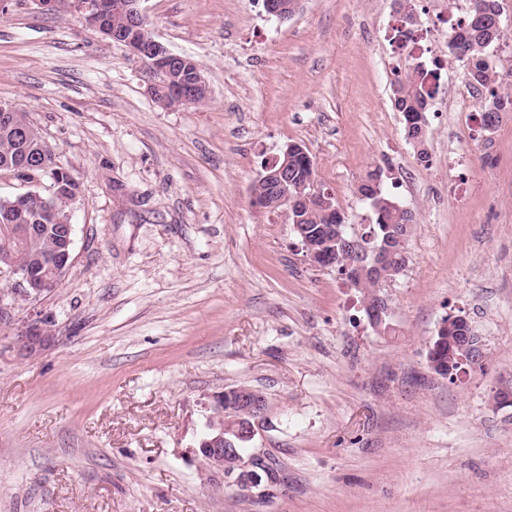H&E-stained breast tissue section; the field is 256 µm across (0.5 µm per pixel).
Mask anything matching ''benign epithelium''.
<instances>
[{"label":"benign epithelium","instance_id":"obj_1","mask_svg":"<svg viewBox=\"0 0 512 512\" xmlns=\"http://www.w3.org/2000/svg\"><path fill=\"white\" fill-rule=\"evenodd\" d=\"M142 0H73L69 7L80 14L87 24L96 28L114 42L122 43L141 61L146 62L160 75L161 80L152 88L155 101L167 110L177 109L192 103L195 89L206 87V82L198 63L187 56L170 52L156 41L150 30L144 26L146 19L140 3ZM301 0H266L265 11L280 20L294 16L300 9ZM126 15L122 27L112 25V11ZM288 162L275 158L263 167L256 183H268L282 190L280 198L272 203L260 201L252 195L253 203L260 209L280 211L287 215L292 230L300 231L295 200L286 191ZM53 188L37 186V189L24 193V206L34 213L52 211ZM59 258L48 265V273L42 278H34L29 270L21 267L14 259V252L6 249L0 253V279L8 278L5 289L0 291V313H6L8 297L36 299L57 287L72 263L74 244V224L72 212H67L59 220ZM382 248H374L370 267H361L359 274L371 273L379 284L393 280L392 272L382 269L378 262ZM52 340L48 329L28 325L18 337L14 349L21 357H30L45 348ZM483 355V344L479 336H467L459 345V355L455 356L457 367L473 366ZM266 401L262 394L247 388L233 387L212 397L207 405L205 430L199 442V453L213 469L235 476L236 485L247 491L261 485L274 486L267 479L271 471L270 463L260 454L244 456L239 446L250 442L255 436L257 419L265 409Z\"/></svg>","mask_w":512,"mask_h":512}]
</instances>
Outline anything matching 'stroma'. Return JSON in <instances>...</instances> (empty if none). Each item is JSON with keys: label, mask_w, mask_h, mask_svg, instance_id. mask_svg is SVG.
Masks as SVG:
<instances>
[{"label": "stroma", "mask_w": 512, "mask_h": 512, "mask_svg": "<svg viewBox=\"0 0 512 512\" xmlns=\"http://www.w3.org/2000/svg\"><path fill=\"white\" fill-rule=\"evenodd\" d=\"M144 0L149 29L198 61L205 105L167 110L155 76L79 14L30 0L0 12V102L27 112L78 177L73 261L57 290L0 318V512H512V112L459 111L449 59L464 0ZM443 63L428 160L404 136L395 70ZM305 147L358 236L357 187L417 218L405 270L381 288L389 331L333 267L309 263L283 214L250 188L281 147ZM470 157L457 165L456 156ZM484 344L457 379L433 373L443 318ZM44 321L55 342H13ZM260 392L249 443L271 494L205 466L204 405ZM52 340V334L48 328H41L37 325L25 327L21 336H18L14 349L21 357H30L45 348Z\"/></svg>", "instance_id": "obj_1"}]
</instances>
